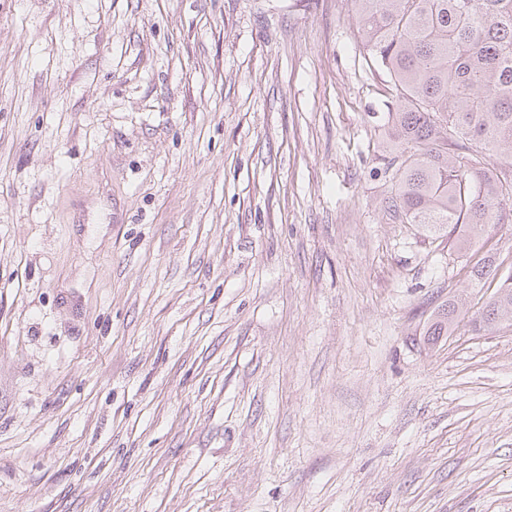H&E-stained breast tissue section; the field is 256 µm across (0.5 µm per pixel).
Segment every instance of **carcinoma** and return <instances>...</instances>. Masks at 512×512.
<instances>
[{"label": "carcinoma", "mask_w": 512, "mask_h": 512, "mask_svg": "<svg viewBox=\"0 0 512 512\" xmlns=\"http://www.w3.org/2000/svg\"><path fill=\"white\" fill-rule=\"evenodd\" d=\"M367 55L396 91L387 112V209L430 233L452 225L455 247L512 223V0H352ZM463 303L450 299L428 323L433 344L451 333ZM512 320V284L479 323Z\"/></svg>", "instance_id": "1"}]
</instances>
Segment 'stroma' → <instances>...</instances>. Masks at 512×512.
Returning a JSON list of instances; mask_svg holds the SVG:
<instances>
[{
    "instance_id": "1",
    "label": "stroma",
    "mask_w": 512,
    "mask_h": 512,
    "mask_svg": "<svg viewBox=\"0 0 512 512\" xmlns=\"http://www.w3.org/2000/svg\"><path fill=\"white\" fill-rule=\"evenodd\" d=\"M394 100L351 0H0V512H512V224L387 212ZM501 288H505L504 294H496L494 298L486 306V311L481 315L479 326L489 328L494 322L500 319L512 320V284L505 286V282ZM507 309V310H506ZM483 324V326H481ZM463 303L461 299H448V305L439 310L428 323L425 336H427V343L433 344L439 340L441 336H447L451 333L457 319L462 313Z\"/></svg>"
}]
</instances>
